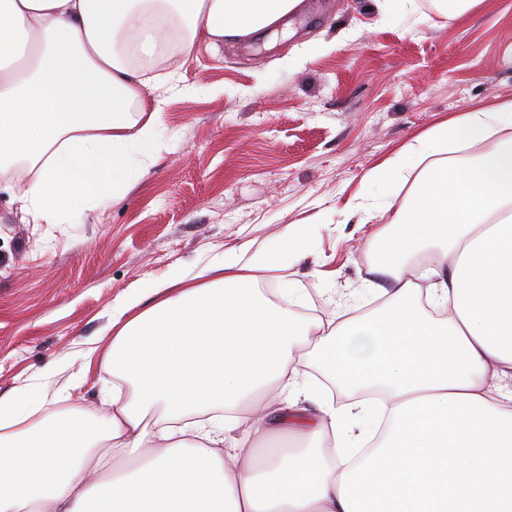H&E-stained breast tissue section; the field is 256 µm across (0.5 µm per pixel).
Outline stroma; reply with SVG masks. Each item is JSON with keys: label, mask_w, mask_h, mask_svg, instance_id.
Returning a JSON list of instances; mask_svg holds the SVG:
<instances>
[{"label": "stroma", "mask_w": 512, "mask_h": 512, "mask_svg": "<svg viewBox=\"0 0 512 512\" xmlns=\"http://www.w3.org/2000/svg\"><path fill=\"white\" fill-rule=\"evenodd\" d=\"M283 36L200 42L174 71L149 172L119 200L61 224L18 199L34 174L0 180V395H44L48 416L99 407L112 388L102 337L145 280L194 275L242 245L272 248L303 225L306 256L262 272L292 280L304 315L361 311L369 244L390 215L346 216L365 175L450 116L512 98V0L451 17L435 0L382 17L376 0H306Z\"/></svg>", "instance_id": "35a3bbf8"}]
</instances>
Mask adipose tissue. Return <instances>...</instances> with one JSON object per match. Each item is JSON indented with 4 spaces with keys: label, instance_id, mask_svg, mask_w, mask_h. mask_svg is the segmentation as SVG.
<instances>
[{
    "label": "adipose tissue",
    "instance_id": "ef3b65f1",
    "mask_svg": "<svg viewBox=\"0 0 512 512\" xmlns=\"http://www.w3.org/2000/svg\"><path fill=\"white\" fill-rule=\"evenodd\" d=\"M302 0H0V178L53 223L149 168L166 48L247 42ZM477 139L493 149L467 154ZM391 213L368 282L384 301L299 318L255 286L305 247L148 282L112 320L105 410L38 420L0 396V512H512V99L414 137L372 169ZM434 250L431 288L411 266ZM315 366L353 394L306 390ZM320 414L310 417L299 396ZM243 428L242 437L233 429Z\"/></svg>",
    "mask_w": 512,
    "mask_h": 512
}]
</instances>
